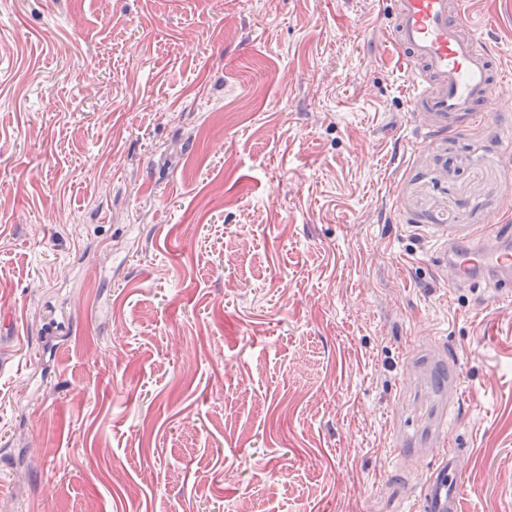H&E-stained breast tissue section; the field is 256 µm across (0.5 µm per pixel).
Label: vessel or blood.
Masks as SVG:
<instances>
[{
	"label": "vessel or blood",
	"instance_id": "obj_1",
	"mask_svg": "<svg viewBox=\"0 0 512 512\" xmlns=\"http://www.w3.org/2000/svg\"><path fill=\"white\" fill-rule=\"evenodd\" d=\"M389 39L417 89L414 109L485 122L503 81L495 56L463 19L459 0H385ZM436 266L449 283H492L495 301L512 299V226L498 223L460 236L436 235ZM456 445L441 448L422 483L416 512H461L460 457Z\"/></svg>",
	"mask_w": 512,
	"mask_h": 512
}]
</instances>
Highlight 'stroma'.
<instances>
[{"label": "stroma", "mask_w": 512, "mask_h": 512, "mask_svg": "<svg viewBox=\"0 0 512 512\" xmlns=\"http://www.w3.org/2000/svg\"><path fill=\"white\" fill-rule=\"evenodd\" d=\"M461 2L512 100V0ZM386 29L0 0V512H410L447 441L512 512V305L431 235L512 219V111L421 117Z\"/></svg>", "instance_id": "35a3bbf8"}]
</instances>
